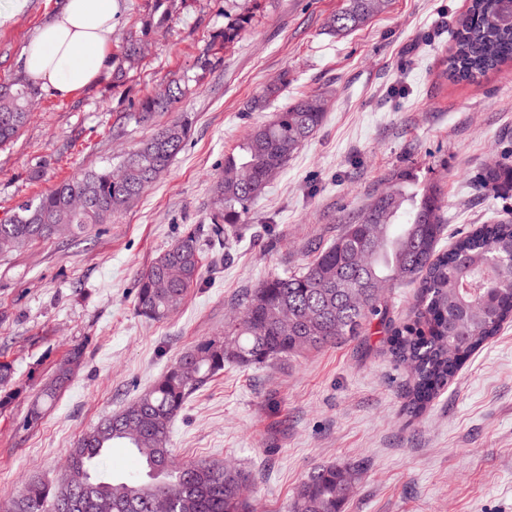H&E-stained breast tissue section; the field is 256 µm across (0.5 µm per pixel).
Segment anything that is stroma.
Masks as SVG:
<instances>
[{
    "label": "stroma",
    "instance_id": "35a3bbf8",
    "mask_svg": "<svg viewBox=\"0 0 512 512\" xmlns=\"http://www.w3.org/2000/svg\"><path fill=\"white\" fill-rule=\"evenodd\" d=\"M469 0H391L340 36L324 24L342 0H261L239 42L175 111L112 131L121 100L189 74L224 0H188L126 84L111 73L63 98L43 92L27 125L0 146V218L62 179L116 162L155 127L187 116L168 172L130 211L78 241L0 254V361L14 368L0 409V504L33 478L57 479L78 437L147 390L202 340L217 337L242 292L301 267L349 217L389 188L443 189L448 232L512 212V190L476 189L512 148V63L479 82L448 77L449 30ZM61 0H25L0 26V82L21 77L23 51ZM288 87L263 111L247 103ZM328 99L323 125L251 205L239 242L207 249L184 305L155 323L137 315L140 274L186 228L209 223L225 155L300 95ZM84 360L43 421L18 427L72 345ZM408 368L383 335L342 340L269 366L233 365L188 400L168 446L180 462L229 461L251 475L258 512H287L313 468L366 467L344 512H512V323L418 416L405 410Z\"/></svg>",
    "mask_w": 512,
    "mask_h": 512
}]
</instances>
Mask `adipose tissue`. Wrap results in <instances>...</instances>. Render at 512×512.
I'll list each match as a JSON object with an SVG mask.
<instances>
[{
  "label": "adipose tissue",
  "mask_w": 512,
  "mask_h": 512,
  "mask_svg": "<svg viewBox=\"0 0 512 512\" xmlns=\"http://www.w3.org/2000/svg\"><path fill=\"white\" fill-rule=\"evenodd\" d=\"M122 8L121 0H62L23 53L25 75L62 97L95 84L106 66Z\"/></svg>",
  "instance_id": "1"
}]
</instances>
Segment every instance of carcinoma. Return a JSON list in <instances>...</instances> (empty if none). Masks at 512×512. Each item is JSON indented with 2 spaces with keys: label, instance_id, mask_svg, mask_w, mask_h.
I'll return each instance as SVG.
<instances>
[{
  "label": "carcinoma",
  "instance_id": "1",
  "mask_svg": "<svg viewBox=\"0 0 512 512\" xmlns=\"http://www.w3.org/2000/svg\"><path fill=\"white\" fill-rule=\"evenodd\" d=\"M389 2L343 0L327 29L333 34L351 31L384 13ZM183 5L184 0H151L147 12L112 50V87L125 84L146 46ZM237 9L234 18L212 33L209 47L197 58L195 68L201 73L239 41L259 0H238ZM450 38L452 80L475 81L511 63L512 0H470ZM286 86L285 71L280 85L251 100L250 110L266 108ZM190 90V77L174 76L164 92L127 100L116 130L132 121L147 124L156 114L172 111ZM39 96L37 87L21 79L0 84V145L18 136L28 121L30 101ZM325 114V96L303 95L254 128L238 152L224 156L212 190L208 237L220 243L228 235L237 236L250 204L319 129ZM190 128L186 117L163 125L118 163L62 180L18 205L0 221V253L49 238L72 241L92 226L112 223L168 170L185 147ZM481 183L512 187V165L493 161ZM442 212V192L434 184L411 192L397 186L375 198L302 267L246 289L239 314L224 323L223 337L204 340L185 352L149 390L81 434L57 482L30 480L0 512H95V502L103 498L112 499V512H151L158 496L167 497L168 512H254L244 494L250 482L246 471L222 461L184 464L173 459L167 448L173 419L226 365L273 364L365 336L373 325L386 335L394 359L411 368L407 408L421 414L512 319V218L493 217L458 233L443 247ZM402 213L407 222L397 226ZM204 246L201 229L189 228L153 259L138 280V315L162 321L180 308L189 288L202 278ZM378 286L415 289L416 305L407 321L391 319L388 300L377 293ZM83 358V345H73L31 404L22 430L38 426ZM113 448L128 449L145 475L125 478L101 471V458ZM363 473L355 462L314 468L296 486L288 512H344Z\"/></svg>",
  "mask_w": 512,
  "mask_h": 512
}]
</instances>
